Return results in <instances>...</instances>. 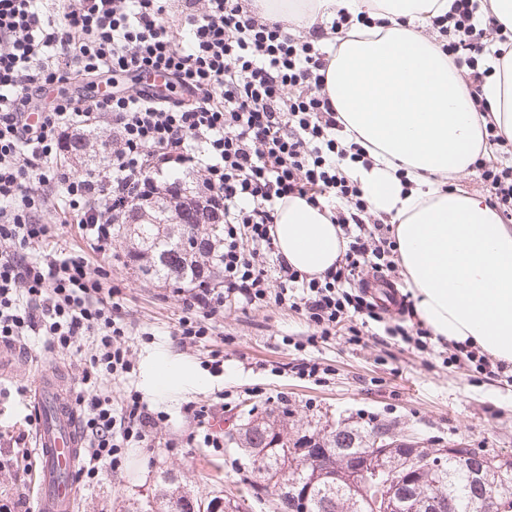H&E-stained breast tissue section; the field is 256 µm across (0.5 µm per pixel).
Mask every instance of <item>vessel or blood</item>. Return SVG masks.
Returning a JSON list of instances; mask_svg holds the SVG:
<instances>
[{
    "instance_id": "b4317fda",
    "label": "vessel or blood",
    "mask_w": 512,
    "mask_h": 512,
    "mask_svg": "<svg viewBox=\"0 0 512 512\" xmlns=\"http://www.w3.org/2000/svg\"><path fill=\"white\" fill-rule=\"evenodd\" d=\"M35 441L39 453L40 512H74L83 438L77 415L48 377H40Z\"/></svg>"
}]
</instances>
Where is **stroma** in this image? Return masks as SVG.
Instances as JSON below:
<instances>
[{"label": "stroma", "mask_w": 512, "mask_h": 512, "mask_svg": "<svg viewBox=\"0 0 512 512\" xmlns=\"http://www.w3.org/2000/svg\"><path fill=\"white\" fill-rule=\"evenodd\" d=\"M130 247L122 238L112 245V281L122 289L133 366L128 379L113 380V404H120L127 389H141L140 366L159 348L196 364L209 385L148 397L150 409L165 412V420L144 445L125 448L118 469L102 468L94 484L79 485L75 512H155L159 494L180 492L197 503L230 486L254 495L252 512H272L274 491L255 478L243 450L188 443L198 429L186 411L190 404L212 408L228 428L250 416L284 415L294 439L313 431L387 426L399 435L413 434L421 448L461 444L489 456L512 455V374L488 380L473 368L449 363L447 344L435 341L426 353L352 345L342 335L311 347L304 343L306 324L285 303L226 306L213 336L182 347L172 337L182 314L180 295L127 265ZM216 349L224 355L219 372L209 357ZM304 359L319 365L318 379L299 377L295 366ZM48 370L64 381V399H75L83 365L71 352L45 351L35 362L15 354L12 370L0 377V448L34 447L25 417L35 406L36 377Z\"/></svg>", "instance_id": "stroma-1"}]
</instances>
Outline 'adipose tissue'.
Masks as SVG:
<instances>
[{"mask_svg":"<svg viewBox=\"0 0 512 512\" xmlns=\"http://www.w3.org/2000/svg\"><path fill=\"white\" fill-rule=\"evenodd\" d=\"M265 15L307 28L352 21L345 38L326 43L322 87L344 127L369 151L351 171L371 211L396 221L397 250L415 312L434 338L469 342L512 364V227L481 196L444 189L448 175L471 173L484 120L471 87L442 43L425 32L452 0H259ZM488 111L512 141V56L503 55L482 85ZM279 255L319 275L339 260L340 230L328 208L302 198L279 207L273 228ZM144 389L171 395L202 388L191 363L162 350L144 363Z\"/></svg>","mask_w":512,"mask_h":512,"instance_id":"obj_1","label":"adipose tissue"}]
</instances>
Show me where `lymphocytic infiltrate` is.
<instances>
[{
    "label": "lymphocytic infiltrate",
    "instance_id": "f902f5d3",
    "mask_svg": "<svg viewBox=\"0 0 512 512\" xmlns=\"http://www.w3.org/2000/svg\"><path fill=\"white\" fill-rule=\"evenodd\" d=\"M171 12L165 0H0V342L43 337L84 363V390L75 397L94 482L100 464L118 468L124 445L144 442L164 420L136 390L112 408L102 380L131 370L129 329L119 311L120 286L111 266L86 269L80 254L31 257L28 249L53 240L57 225L45 211L64 208L90 246L110 256L114 225L132 203L155 196L173 171L200 177L197 194L224 226V283L183 293L174 330L193 344L214 332L227 301L241 305L288 302L311 330L314 345L345 328L360 344L370 324L382 323L365 298V273L398 271L394 226L374 215L345 164H369L359 143H344L336 109L322 89L324 53L289 34L284 22L259 16L244 0H207L194 13ZM478 0H453L431 17L448 42L449 60L465 70L473 89L489 73L487 33L492 17ZM164 73L178 91L110 93L85 99L78 85L116 74ZM40 113L39 124L26 121ZM112 129L104 168L76 174L61 161L67 141L91 124ZM482 153L473 163L489 202L512 217V142L487 119ZM299 197L340 199L333 211L345 243L336 267L311 276L280 264L276 276L257 266L241 243L274 251L277 207Z\"/></svg>",
    "mask_w": 512,
    "mask_h": 512
}]
</instances>
